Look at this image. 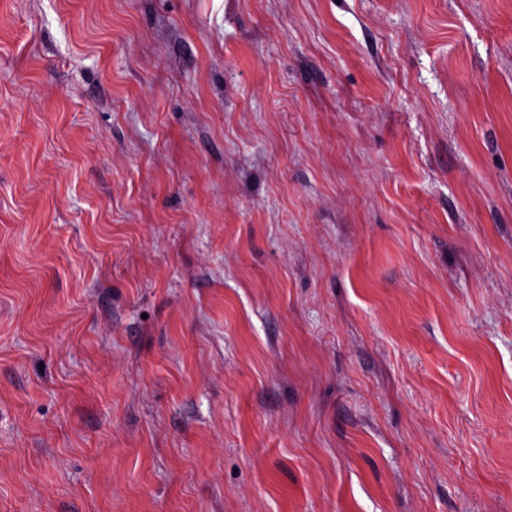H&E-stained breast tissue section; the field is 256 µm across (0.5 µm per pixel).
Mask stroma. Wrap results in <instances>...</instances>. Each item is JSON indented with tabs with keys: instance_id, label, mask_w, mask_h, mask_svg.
I'll use <instances>...</instances> for the list:
<instances>
[{
	"instance_id": "obj_1",
	"label": "stroma",
	"mask_w": 512,
	"mask_h": 512,
	"mask_svg": "<svg viewBox=\"0 0 512 512\" xmlns=\"http://www.w3.org/2000/svg\"><path fill=\"white\" fill-rule=\"evenodd\" d=\"M0 512H512V0H0Z\"/></svg>"
}]
</instances>
